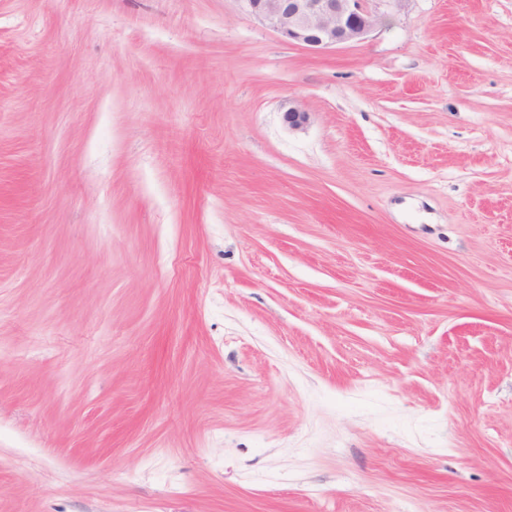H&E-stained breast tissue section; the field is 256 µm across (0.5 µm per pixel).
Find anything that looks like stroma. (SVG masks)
I'll return each mask as SVG.
<instances>
[{
    "mask_svg": "<svg viewBox=\"0 0 512 512\" xmlns=\"http://www.w3.org/2000/svg\"><path fill=\"white\" fill-rule=\"evenodd\" d=\"M0 512H512V0H0ZM408 0H242L248 12L288 42L322 52L365 39ZM282 118L291 131L303 130L309 122V113L305 112L295 101L288 100L281 104Z\"/></svg>",
    "mask_w": 512,
    "mask_h": 512,
    "instance_id": "obj_1",
    "label": "stroma"
}]
</instances>
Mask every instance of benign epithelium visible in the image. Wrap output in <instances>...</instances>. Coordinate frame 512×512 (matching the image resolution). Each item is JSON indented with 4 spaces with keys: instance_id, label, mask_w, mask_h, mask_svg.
I'll return each instance as SVG.
<instances>
[{
    "instance_id": "7a95c632",
    "label": "benign epithelium",
    "mask_w": 512,
    "mask_h": 512,
    "mask_svg": "<svg viewBox=\"0 0 512 512\" xmlns=\"http://www.w3.org/2000/svg\"><path fill=\"white\" fill-rule=\"evenodd\" d=\"M248 12L289 42L314 52L365 39L384 19L404 9L406 0H242ZM291 131L304 129L309 113L296 102L281 104Z\"/></svg>"
}]
</instances>
